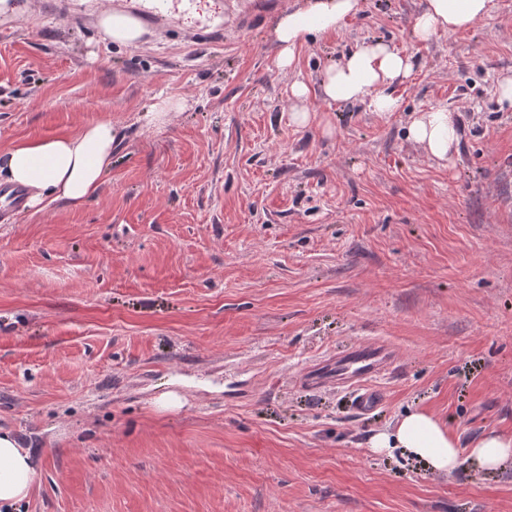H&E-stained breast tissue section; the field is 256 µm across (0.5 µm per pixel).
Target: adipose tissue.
<instances>
[{
    "mask_svg": "<svg viewBox=\"0 0 512 512\" xmlns=\"http://www.w3.org/2000/svg\"><path fill=\"white\" fill-rule=\"evenodd\" d=\"M490 2L426 0L415 18L414 36L425 42L438 31L468 29L488 15ZM359 9L360 0H301L297 7L283 12L272 30L280 48V67H293L296 48L306 36L336 32ZM415 66L412 56L383 42L367 43L324 70L321 92L331 103L358 102L374 112H395L400 102L391 88L411 76ZM407 136L440 161L449 160L459 139L451 113L441 107L414 117L407 126ZM116 138L112 123L97 122L73 136L23 142L0 159V170L7 182L27 190L28 207L41 208L51 197L80 202L97 191L112 160ZM369 447L377 454L400 451L441 475L451 474L465 458L486 470L512 458V436L489 434L464 449L437 417L423 410L404 412L393 427L372 435ZM34 477L28 451L20 448L11 434L0 433V512H17L30 494Z\"/></svg>",
    "mask_w": 512,
    "mask_h": 512,
    "instance_id": "1",
    "label": "adipose tissue"
}]
</instances>
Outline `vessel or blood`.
I'll use <instances>...</instances> for the list:
<instances>
[{"instance_id": "vessel-or-blood-1", "label": "vessel or blood", "mask_w": 512, "mask_h": 512, "mask_svg": "<svg viewBox=\"0 0 512 512\" xmlns=\"http://www.w3.org/2000/svg\"><path fill=\"white\" fill-rule=\"evenodd\" d=\"M23 188L0 186V223L8 222L13 213L24 204ZM396 353L392 344L382 338H374L316 360L296 375L295 384L312 389L327 386L346 389L354 394V408L366 414L382 402L379 386L381 379L394 373Z\"/></svg>"}]
</instances>
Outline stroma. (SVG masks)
<instances>
[{
	"label": "stroma",
	"instance_id": "stroma-1",
	"mask_svg": "<svg viewBox=\"0 0 512 512\" xmlns=\"http://www.w3.org/2000/svg\"><path fill=\"white\" fill-rule=\"evenodd\" d=\"M294 3L0 0V154L118 130L92 197L0 223V432L36 468L19 512H512V459L440 475L368 448L409 408L464 448L512 435V0L426 42L424 0H361L285 70L269 28ZM105 10L141 39L112 43ZM376 40L417 61L399 110L327 102L324 69ZM160 94L182 108L155 125ZM434 107L459 130L445 162L406 137ZM375 337L398 369L373 412L290 384Z\"/></svg>",
	"mask_w": 512,
	"mask_h": 512
}]
</instances>
